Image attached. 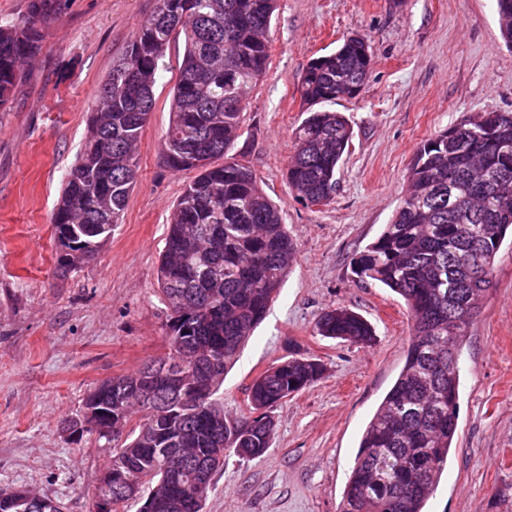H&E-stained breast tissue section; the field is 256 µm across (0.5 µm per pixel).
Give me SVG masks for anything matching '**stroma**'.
Returning <instances> with one entry per match:
<instances>
[{
    "mask_svg": "<svg viewBox=\"0 0 512 512\" xmlns=\"http://www.w3.org/2000/svg\"><path fill=\"white\" fill-rule=\"evenodd\" d=\"M155 0H56L45 42L9 107L0 109V488L23 486L61 512H91L110 460L96 435L61 429L101 381L167 356L158 285L168 219L190 173L165 166L161 141L184 54L172 38L144 126L137 183L121 224L96 257L56 263L52 218L88 134L96 92ZM361 35L372 66L361 93L335 109L353 129L330 203L295 198L285 178L304 118L310 61ZM269 63L247 100L232 151L283 211L295 254L264 318L224 378L226 415L249 410L252 381L300 352L323 377L274 407L272 446L229 457L203 512H342L362 433L404 363V300L356 278L352 261L395 215L420 145L468 116L512 112V51L495 0H277ZM346 307L372 324V343L317 335L319 316ZM459 353L457 433L426 512H512V240Z\"/></svg>",
    "mask_w": 512,
    "mask_h": 512,
    "instance_id": "1",
    "label": "stroma"
}]
</instances>
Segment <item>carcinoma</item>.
<instances>
[{"label":"carcinoma","instance_id":"obj_1","mask_svg":"<svg viewBox=\"0 0 512 512\" xmlns=\"http://www.w3.org/2000/svg\"><path fill=\"white\" fill-rule=\"evenodd\" d=\"M276 0H156L142 19L112 74L97 91L99 107L78 162L70 169L53 217L58 268L75 269L98 253L120 223L136 183L140 133L154 109L159 62L173 36L184 34L185 52L173 87L171 119L163 136L164 163L176 172L197 171L172 209L159 267V290L170 311V353L136 372L98 384L62 429L93 421L89 430L113 445L96 478L95 497L117 506L145 488L156 512H202L195 501L191 466L169 459L211 462L206 486L234 455L260 458L270 448V410L316 381L324 365L293 356L250 386V414L224 415L218 393L225 372L264 318L295 252L281 209L259 187L253 171L229 156L243 122L245 100L265 73L266 33ZM504 43L512 48V0H496ZM53 0H30L22 21L0 20V108L12 102L25 64L41 50L40 18ZM340 44L301 82L307 117L295 131L287 162L288 187L304 202L335 192L340 162L353 131L330 109L339 88L360 77L363 51ZM448 145L426 140L408 170L407 188L392 222L353 258V273L400 295L412 320L403 367L368 422L349 475L344 512H423L448 462L458 409L459 372L448 367L469 323L448 330L456 301L473 302L492 286L494 259L512 233V166L497 145H512V112H486L457 125ZM474 155L488 172L509 180L510 195L489 193L468 213V181L458 178L448 199V170ZM316 332L369 343L372 326L342 307L322 313ZM186 369L176 394L144 388L147 369ZM180 502V508L168 504ZM0 512H60L50 498L26 488L0 490Z\"/></svg>","mask_w":512,"mask_h":512}]
</instances>
